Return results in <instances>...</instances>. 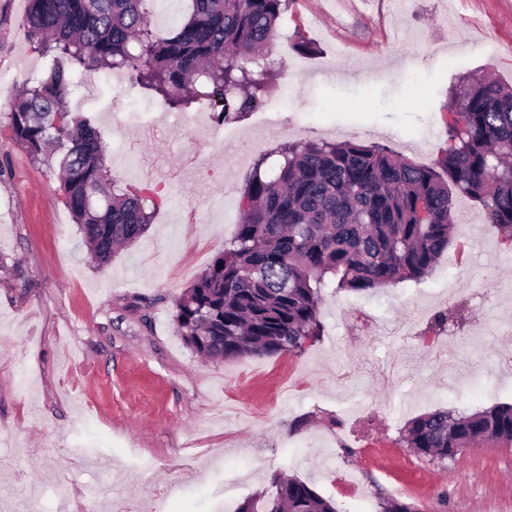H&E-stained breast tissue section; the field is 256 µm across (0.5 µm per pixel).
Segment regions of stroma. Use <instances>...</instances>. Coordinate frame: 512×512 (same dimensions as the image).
<instances>
[{"instance_id": "stroma-1", "label": "stroma", "mask_w": 512, "mask_h": 512, "mask_svg": "<svg viewBox=\"0 0 512 512\" xmlns=\"http://www.w3.org/2000/svg\"><path fill=\"white\" fill-rule=\"evenodd\" d=\"M307 40L311 52L298 50ZM274 94L222 125L172 112L109 71L75 73L112 174L162 186L145 235L95 263L54 172L0 133V512H214L286 473L338 512H512V445L417 455L406 423L512 403V242L457 225L432 272L322 292L324 332L298 355L209 363L174 304L241 219L250 166L292 141L384 145L434 166L460 85L512 84V0H292ZM46 65L22 0H0V114ZM463 309L433 336V316Z\"/></svg>"}]
</instances>
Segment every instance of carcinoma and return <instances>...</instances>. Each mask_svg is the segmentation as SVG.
<instances>
[{"label":"carcinoma","mask_w":512,"mask_h":512,"mask_svg":"<svg viewBox=\"0 0 512 512\" xmlns=\"http://www.w3.org/2000/svg\"><path fill=\"white\" fill-rule=\"evenodd\" d=\"M152 2L26 0L29 38L48 64L24 82L9 127L34 161L59 169L64 204L99 265L145 234L163 199L112 177L94 118L71 107L72 71H123L169 109L196 104L219 124L238 120L276 89L265 53L291 0H188L166 36L149 24ZM442 119L447 147L434 167L354 141L285 143L269 176L261 156L232 238L175 302L178 335L209 362L299 355L323 335L328 284L363 292L426 277L455 235L458 197L478 202L484 223L512 241V86L494 78L467 84L449 97ZM401 441L451 461L478 443H512V403L418 416ZM238 512L337 509L281 475L274 493Z\"/></svg>","instance_id":"cac0c4a2"}]
</instances>
